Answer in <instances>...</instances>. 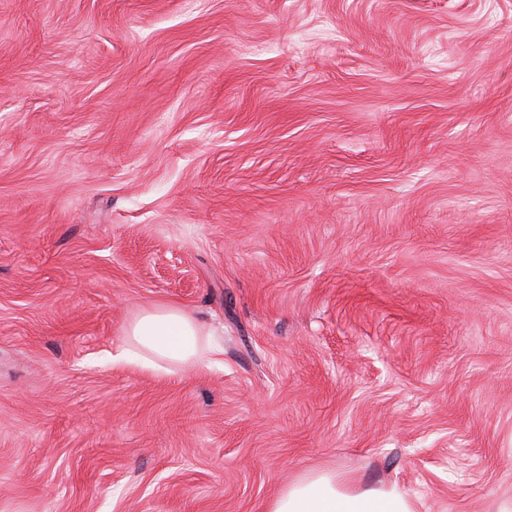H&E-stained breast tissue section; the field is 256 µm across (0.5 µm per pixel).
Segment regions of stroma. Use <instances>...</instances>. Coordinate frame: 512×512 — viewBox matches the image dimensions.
<instances>
[{"instance_id":"obj_1","label":"stroma","mask_w":512,"mask_h":512,"mask_svg":"<svg viewBox=\"0 0 512 512\" xmlns=\"http://www.w3.org/2000/svg\"><path fill=\"white\" fill-rule=\"evenodd\" d=\"M324 471L512 512V0H0V512ZM204 336L210 335L182 309L155 308L127 326L120 357L148 368L190 366L209 359L210 343Z\"/></svg>"}]
</instances>
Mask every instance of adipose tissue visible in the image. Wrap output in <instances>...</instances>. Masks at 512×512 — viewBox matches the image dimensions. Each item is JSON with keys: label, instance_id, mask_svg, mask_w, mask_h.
Listing matches in <instances>:
<instances>
[{"label": "adipose tissue", "instance_id": "adipose-tissue-1", "mask_svg": "<svg viewBox=\"0 0 512 512\" xmlns=\"http://www.w3.org/2000/svg\"><path fill=\"white\" fill-rule=\"evenodd\" d=\"M210 343L197 321L177 307L142 313L125 331L122 359L148 368L190 366L207 360ZM266 512H416L397 487L359 488L351 478L316 473L289 485Z\"/></svg>", "mask_w": 512, "mask_h": 512}]
</instances>
